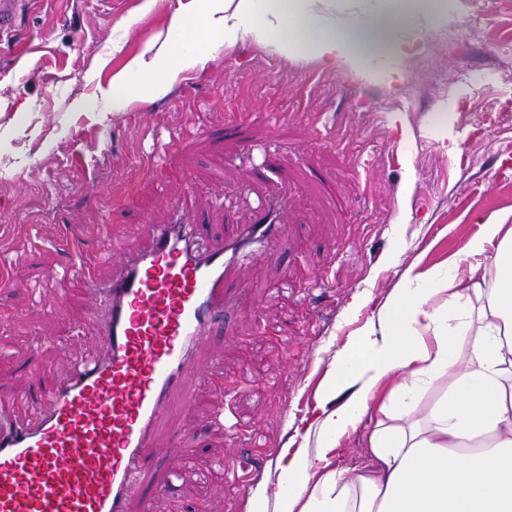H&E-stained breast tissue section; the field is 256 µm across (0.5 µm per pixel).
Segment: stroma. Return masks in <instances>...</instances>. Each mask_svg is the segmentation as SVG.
Returning a JSON list of instances; mask_svg holds the SVG:
<instances>
[{
    "label": "stroma",
    "instance_id": "1",
    "mask_svg": "<svg viewBox=\"0 0 512 512\" xmlns=\"http://www.w3.org/2000/svg\"><path fill=\"white\" fill-rule=\"evenodd\" d=\"M142 2L30 0L0 38V395L39 393L101 343L84 282L56 281L63 236L96 248L99 225L138 224L122 243L134 252L189 194L220 247L285 197L288 234L242 274L245 303L212 340L221 358L198 353L194 405L153 440L188 461L147 492L150 512H248L258 491L275 512L283 449H317L301 420L337 351L408 267L455 256L489 217L512 224V0H453L394 87L246 43L116 108L113 74L163 47L177 6ZM60 285L70 298L52 303Z\"/></svg>",
    "mask_w": 512,
    "mask_h": 512
}]
</instances>
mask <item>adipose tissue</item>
I'll list each match as a JSON object with an SVG mask.
<instances>
[{
	"label": "adipose tissue",
	"mask_w": 512,
	"mask_h": 512,
	"mask_svg": "<svg viewBox=\"0 0 512 512\" xmlns=\"http://www.w3.org/2000/svg\"><path fill=\"white\" fill-rule=\"evenodd\" d=\"M363 2L180 0L167 48L116 76L112 103L246 42L401 81L410 48L447 25V0ZM333 379L360 386L317 405L312 457L280 456L278 512H512V225L484 221L456 262L406 271L376 324L337 352ZM366 416L370 463L343 478L331 459Z\"/></svg>",
	"instance_id": "adipose-tissue-1"
}]
</instances>
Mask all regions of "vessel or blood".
<instances>
[{"label":"vessel or blood","mask_w":512,"mask_h":512,"mask_svg":"<svg viewBox=\"0 0 512 512\" xmlns=\"http://www.w3.org/2000/svg\"><path fill=\"white\" fill-rule=\"evenodd\" d=\"M26 0H0V33L15 32ZM172 220L154 226L150 244L78 252L71 269L84 279L103 341L67 361V376L38 397H6L0 407V512H130L143 486L172 485L186 457L169 451L159 469L151 439L173 397L194 402L196 352L211 344L226 307L227 271L264 260L265 244L283 236L280 207L262 204L255 223L221 249L200 246L183 203ZM113 264L108 282L96 270Z\"/></svg>","instance_id":"b4317fda"}]
</instances>
